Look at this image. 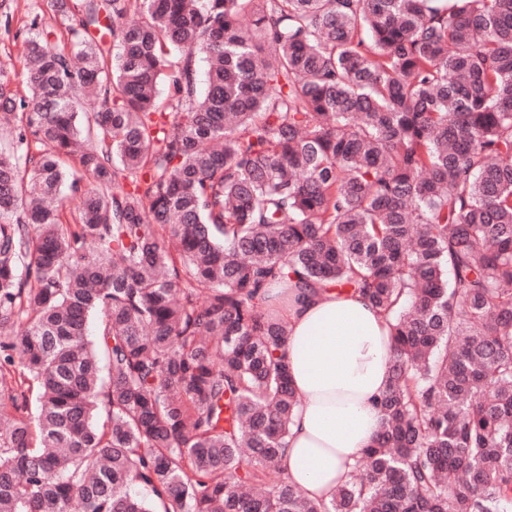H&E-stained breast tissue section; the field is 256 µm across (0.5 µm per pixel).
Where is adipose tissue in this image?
Masks as SVG:
<instances>
[{"instance_id":"1","label":"adipose tissue","mask_w":512,"mask_h":512,"mask_svg":"<svg viewBox=\"0 0 512 512\" xmlns=\"http://www.w3.org/2000/svg\"><path fill=\"white\" fill-rule=\"evenodd\" d=\"M266 307L287 325L288 369L303 397L282 466L306 497L327 501L376 437L389 380L388 322L367 299L332 288L282 284Z\"/></svg>"}]
</instances>
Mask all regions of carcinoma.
Segmentation results:
<instances>
[{"mask_svg":"<svg viewBox=\"0 0 512 512\" xmlns=\"http://www.w3.org/2000/svg\"><path fill=\"white\" fill-rule=\"evenodd\" d=\"M253 2L54 0L0 75V512H512V0ZM288 282L390 328L328 502Z\"/></svg>","mask_w":512,"mask_h":512,"instance_id":"1","label":"carcinoma"}]
</instances>
